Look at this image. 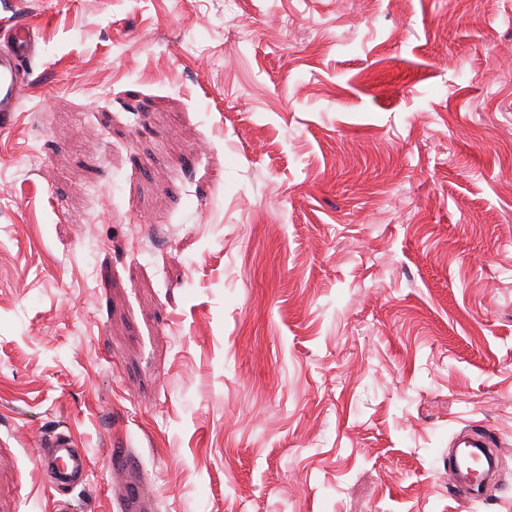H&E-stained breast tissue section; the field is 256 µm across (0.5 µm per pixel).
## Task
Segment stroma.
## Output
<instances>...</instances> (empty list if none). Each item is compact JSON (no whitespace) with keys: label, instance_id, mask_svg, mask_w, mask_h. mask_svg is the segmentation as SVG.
<instances>
[{"label":"stroma","instance_id":"1","mask_svg":"<svg viewBox=\"0 0 512 512\" xmlns=\"http://www.w3.org/2000/svg\"><path fill=\"white\" fill-rule=\"evenodd\" d=\"M0 16L41 31L0 135V512H117L121 439L152 512H512V0ZM457 447L469 448L478 454H483L481 448H488L496 455V442L494 437L484 429L477 426H469L466 434L458 441ZM75 447L73 435L64 432L40 439V448H49L44 454L43 467L58 486H75V480L86 469L87 456L85 452L75 450Z\"/></svg>","mask_w":512,"mask_h":512}]
</instances>
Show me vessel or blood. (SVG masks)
Wrapping results in <instances>:
<instances>
[{
  "label": "vessel or blood",
  "mask_w": 512,
  "mask_h": 512,
  "mask_svg": "<svg viewBox=\"0 0 512 512\" xmlns=\"http://www.w3.org/2000/svg\"><path fill=\"white\" fill-rule=\"evenodd\" d=\"M40 30L30 22L0 18V130L9 128L21 101L31 84L30 63L39 53ZM41 447L46 450L43 467L62 487L74 486L85 470L87 456L76 450L73 435L57 432L43 436ZM462 448H493L494 437L484 429L471 426L458 442ZM109 461L113 470L126 477L125 488L119 498L120 512H141L148 500L149 488L141 475L142 465L133 448L118 442L111 448Z\"/></svg>",
  "instance_id": "1"
}]
</instances>
